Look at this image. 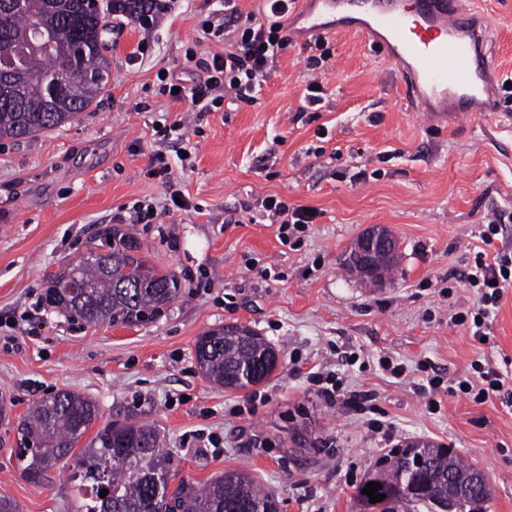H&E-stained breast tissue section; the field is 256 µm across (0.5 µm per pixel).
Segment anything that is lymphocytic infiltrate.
<instances>
[{
    "label": "lymphocytic infiltrate",
    "mask_w": 512,
    "mask_h": 512,
    "mask_svg": "<svg viewBox=\"0 0 512 512\" xmlns=\"http://www.w3.org/2000/svg\"><path fill=\"white\" fill-rule=\"evenodd\" d=\"M294 0H265V20H242L237 0H224L223 12L202 20L200 28L208 39L227 43L225 52L211 57H197L193 49H186L187 61L200 70L193 83L165 74L160 79V94L175 104L189 102L198 111L221 108L225 92H234L238 101L250 103L262 84L267 81L277 54L286 48L289 39L283 36L284 21L290 14ZM263 216L279 224L281 230L300 229L315 223L317 211L302 205H290L276 196L268 195L258 201ZM469 287L478 289L479 305L473 317L459 315V322H471L475 340L489 336L492 317L498 309L505 289L512 288V254L499 253L492 260L476 256L465 279Z\"/></svg>",
    "instance_id": "obj_1"
}]
</instances>
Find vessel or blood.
I'll use <instances>...</instances> for the list:
<instances>
[{
    "label": "vessel or blood",
    "mask_w": 512,
    "mask_h": 512,
    "mask_svg": "<svg viewBox=\"0 0 512 512\" xmlns=\"http://www.w3.org/2000/svg\"><path fill=\"white\" fill-rule=\"evenodd\" d=\"M305 33L351 30L400 73L398 95L426 120L466 121L500 109L487 23L465 0H304Z\"/></svg>",
    "instance_id": "b4317fda"
}]
</instances>
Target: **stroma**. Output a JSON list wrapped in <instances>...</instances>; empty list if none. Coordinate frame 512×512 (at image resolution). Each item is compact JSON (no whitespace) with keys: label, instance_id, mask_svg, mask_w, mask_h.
Here are the masks:
<instances>
[{"label":"stroma","instance_id":"stroma-1","mask_svg":"<svg viewBox=\"0 0 512 512\" xmlns=\"http://www.w3.org/2000/svg\"><path fill=\"white\" fill-rule=\"evenodd\" d=\"M491 25L500 76H512V0H475ZM221 0H177L152 28L112 20V74L96 105L65 127L0 140V396L19 417L50 392L95 400L103 416L140 399L144 421L166 436L183 477L205 482L229 470L272 491L281 512H364L355 491L390 448L430 441L453 448L486 476L491 512H512V408L458 391L472 362L512 373V288L487 342L456 323L478 295L462 278L476 252L512 250V222L491 244L489 214H512V103L459 126L428 123L398 97L396 64L356 34L322 39L289 24L291 41L251 103L227 94L221 111L190 112L160 94L156 74L194 73L187 44L222 50L199 22ZM324 51L319 66L308 60ZM325 89L302 111L307 84ZM186 134H156L162 112ZM162 153L191 204L169 212L149 177ZM266 195L318 210L314 224L280 240L252 222ZM148 200L156 223L137 225L150 259L181 288L153 323L87 326L48 307L47 275L77 263L103 225ZM383 226L399 243L397 268L363 286L346 268L356 238ZM249 326L278 350L273 375L228 391L202 378L193 345L204 331ZM404 365L405 375L392 372ZM337 385L366 392L347 404L320 395ZM319 433L310 454L289 437ZM0 426V493L20 512H74L69 468L51 483L24 480Z\"/></svg>","mask_w":512,"mask_h":512}]
</instances>
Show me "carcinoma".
<instances>
[{"label": "carcinoma", "mask_w": 512, "mask_h": 512, "mask_svg": "<svg viewBox=\"0 0 512 512\" xmlns=\"http://www.w3.org/2000/svg\"><path fill=\"white\" fill-rule=\"evenodd\" d=\"M163 8L161 0H106L105 15L145 25ZM46 37H34L35 26ZM99 13L83 0H28L24 11L0 10V53L10 71L24 76L12 102L0 100V140L20 139L62 127L93 105L106 88L110 58ZM176 274L150 261L132 230L107 226L89 243L85 256L52 273L45 301L88 325L124 327L160 317L179 296ZM202 377L226 389L242 390L268 379L277 369L274 346L254 329L231 323L211 328L194 342ZM137 405L113 408L104 420L97 403L62 390L37 400L15 425V454L31 484L48 482L49 472L72 463L77 482L75 512H278L274 493L253 479L229 471L204 484L179 475L164 437L139 420ZM100 425L77 448L90 428ZM32 439L36 450L24 448ZM423 466L410 469L416 458ZM478 470L453 450L431 442H408L379 457L359 484L356 498L365 512H489L488 484L476 482ZM177 481L171 486V481ZM382 484L386 498L374 504L362 490ZM108 490L105 497L100 492Z\"/></svg>", "instance_id": "cac0c4a2"}]
</instances>
